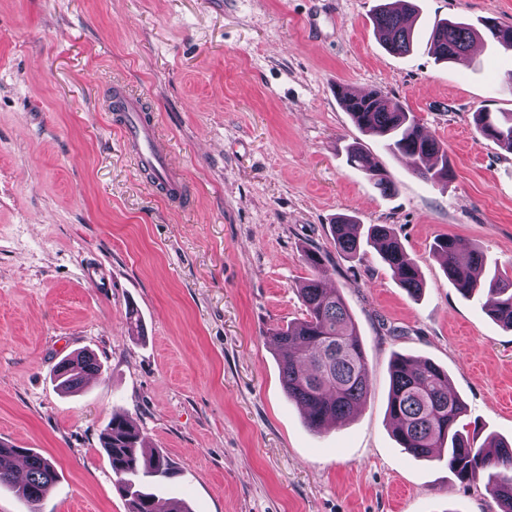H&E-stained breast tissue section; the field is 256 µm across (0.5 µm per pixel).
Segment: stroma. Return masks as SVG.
Segmentation results:
<instances>
[{"label":"stroma","mask_w":512,"mask_h":512,"mask_svg":"<svg viewBox=\"0 0 512 512\" xmlns=\"http://www.w3.org/2000/svg\"><path fill=\"white\" fill-rule=\"evenodd\" d=\"M415 2L413 50L396 56L373 27L379 0H0V440L52 458L40 512H128L100 445L116 412L175 462L191 512H498L482 484L403 451L387 402L394 355L428 359L475 443L512 440V330L432 252L449 235L512 273V152L473 119L512 111V54L441 63L427 45L443 19L512 25V0ZM116 80L171 144L189 209L151 192L101 111ZM340 85L400 100L447 146L451 179L425 182L362 134ZM355 142L391 195L350 166ZM342 215L393 227L420 297L374 248L336 251ZM309 249L371 377L354 418L319 432L268 336L305 316ZM85 350L99 372L61 392L58 363Z\"/></svg>","instance_id":"1"}]
</instances>
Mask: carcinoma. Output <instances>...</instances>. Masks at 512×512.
I'll use <instances>...</instances> for the list:
<instances>
[{
	"instance_id": "1",
	"label": "carcinoma",
	"mask_w": 512,
	"mask_h": 512,
	"mask_svg": "<svg viewBox=\"0 0 512 512\" xmlns=\"http://www.w3.org/2000/svg\"><path fill=\"white\" fill-rule=\"evenodd\" d=\"M415 6L383 0L372 14L374 28L383 36L385 49L393 55L410 52L414 30L409 17ZM430 48L442 62L461 59L476 40L492 48L512 52V26L485 17L480 26L443 19L430 32ZM353 125L378 139L385 151L407 159L414 174L430 183L449 179L451 169L443 143L422 134L415 116L402 103L379 93L338 97ZM476 130L498 146L512 151V112H477ZM350 166L363 171L384 195L392 193L387 172L357 143L347 149ZM336 250L358 254L361 240L357 224L341 216L331 224ZM366 243L373 246L386 268L409 294L422 290L416 264L407 256L394 229L388 224L369 227ZM433 250L444 262L448 280L465 298L482 291L492 298L490 316L512 329V277L493 274L481 282L485 271L483 254L460 251L453 237L434 242ZM304 262L316 274L300 288L306 308L303 320L276 330L272 339L281 365V381L288 400L304 409L310 428L320 431L351 418L367 397L371 378L363 341L349 308L335 288H327L317 275L323 264L318 250H307ZM99 370L98 362L83 353L63 360L57 367V385L67 392L83 386L85 374ZM387 414L395 440L410 455L428 461L446 462L462 482L483 483L499 506L512 512V443L496 437L476 445L464 433L461 419L465 406L454 391L448 373L429 360L399 355L390 366ZM115 487L129 505V512H190L182 501L158 509L150 489L176 477L178 469L165 453L144 451L145 437L125 415L116 413L101 436ZM19 452L26 461V474L17 479L14 465L0 451V485L9 486L37 512V506L57 480L54 463L29 448Z\"/></svg>"
}]
</instances>
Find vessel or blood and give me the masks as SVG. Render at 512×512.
Returning a JSON list of instances; mask_svg holds the SVG:
<instances>
[{
  "mask_svg": "<svg viewBox=\"0 0 512 512\" xmlns=\"http://www.w3.org/2000/svg\"><path fill=\"white\" fill-rule=\"evenodd\" d=\"M108 104L120 105L119 127L137 166L151 174L154 187L174 202H182L185 188L168 146L139 98L122 84L113 85Z\"/></svg>",
  "mask_w": 512,
  "mask_h": 512,
  "instance_id": "obj_1",
  "label": "vessel or blood"
}]
</instances>
